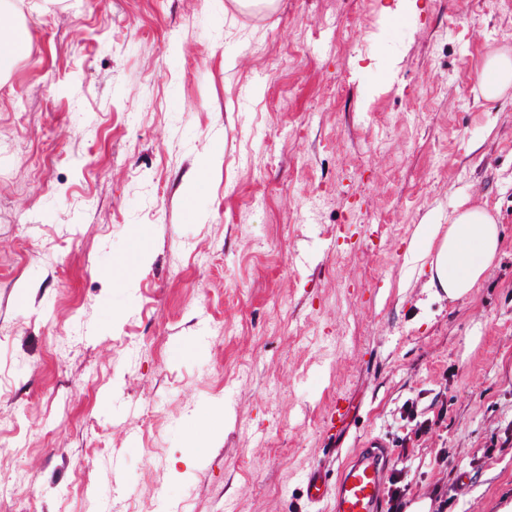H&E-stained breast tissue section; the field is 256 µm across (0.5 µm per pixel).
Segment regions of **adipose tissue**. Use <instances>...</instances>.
Segmentation results:
<instances>
[{"label":"adipose tissue","instance_id":"obj_1","mask_svg":"<svg viewBox=\"0 0 512 512\" xmlns=\"http://www.w3.org/2000/svg\"><path fill=\"white\" fill-rule=\"evenodd\" d=\"M29 40L22 33L14 13L0 0V81L27 54ZM479 85L486 101L497 100L512 87V56L500 53L485 58ZM419 236L433 251L428 288L459 299L471 292L495 260L501 245L500 229L483 208L460 209L448 221L447 230L428 225Z\"/></svg>","mask_w":512,"mask_h":512}]
</instances>
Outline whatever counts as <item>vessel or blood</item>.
<instances>
[{
  "label": "vessel or blood",
  "mask_w": 512,
  "mask_h": 512,
  "mask_svg": "<svg viewBox=\"0 0 512 512\" xmlns=\"http://www.w3.org/2000/svg\"><path fill=\"white\" fill-rule=\"evenodd\" d=\"M390 461L388 443L371 438L338 469L336 481H328L322 469H313L305 481L307 503L335 497L336 512H378Z\"/></svg>",
  "instance_id": "b4317fda"
}]
</instances>
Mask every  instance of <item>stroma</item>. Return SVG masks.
Masks as SVG:
<instances>
[{
	"label": "stroma",
	"instance_id": "1",
	"mask_svg": "<svg viewBox=\"0 0 512 512\" xmlns=\"http://www.w3.org/2000/svg\"><path fill=\"white\" fill-rule=\"evenodd\" d=\"M14 2L0 478L41 512H334L308 470L399 445L411 403L405 505H511L512 87L487 103L478 74L512 0ZM461 204L502 243L451 300L409 247ZM140 235L127 287L108 271ZM331 487L329 485L327 475L321 467L313 469L307 476L305 481L306 501L309 504H318L329 497Z\"/></svg>",
	"mask_w": 512,
	"mask_h": 512
}]
</instances>
